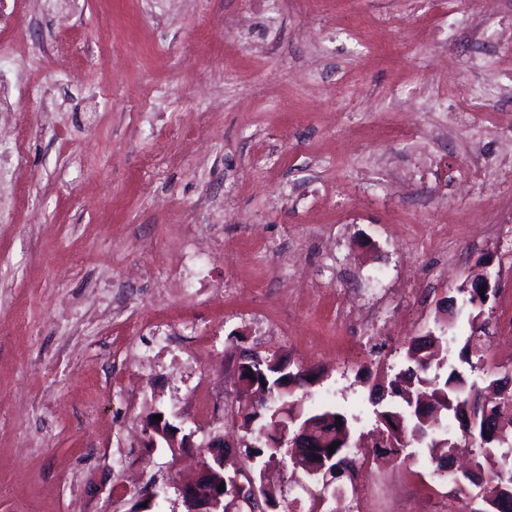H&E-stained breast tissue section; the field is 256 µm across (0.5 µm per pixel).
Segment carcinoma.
<instances>
[{"label": "carcinoma", "mask_w": 512, "mask_h": 512, "mask_svg": "<svg viewBox=\"0 0 512 512\" xmlns=\"http://www.w3.org/2000/svg\"><path fill=\"white\" fill-rule=\"evenodd\" d=\"M463 302L473 309L468 321L471 334L457 345L453 362H448V341L427 333L410 341L406 349V369L388 382L387 391L371 399L382 442L373 445L372 454L400 463L409 458L406 449L426 443L430 462L442 469L448 455L458 444L478 449L473 465L465 476H454L456 492L461 495L460 512H512V450L502 445L512 439V393L496 401L482 396V387L465 374L487 353L482 307L497 295L492 288L482 292L461 287ZM245 388L265 384L273 392L272 402L283 408V415L261 407L240 414L238 448L241 452L224 456V504L220 512H296L291 487L303 483L317 485L329 473L339 483L352 480L356 462L366 454L352 456L356 420L334 405L305 406L316 377L298 370L282 373L267 361L258 362L241 374ZM461 423L460 435L452 436L438 428H428L441 417ZM311 429L310 447L290 448L302 425ZM337 444L334 453L329 446ZM260 459L289 470L288 487L263 485L260 500H239L233 493V477L249 467L239 458Z\"/></svg>", "instance_id": "carcinoma-1"}]
</instances>
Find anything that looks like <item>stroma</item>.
<instances>
[{
  "label": "stroma",
  "mask_w": 512,
  "mask_h": 512,
  "mask_svg": "<svg viewBox=\"0 0 512 512\" xmlns=\"http://www.w3.org/2000/svg\"><path fill=\"white\" fill-rule=\"evenodd\" d=\"M254 2L78 0L59 26L17 0L27 46L0 67L43 94L6 118L53 128L24 179L0 180V512H129L145 486L156 512H186L202 448L237 437L223 403L192 408L211 384L232 393L249 351L286 354L319 378L309 406L376 437L371 391L407 341L469 336L468 309L444 306L475 274L512 286V41L484 0H454L443 41L426 0ZM474 82L468 116L421 93ZM205 195L224 210L187 297L164 281L186 240L160 200ZM157 410L192 435L180 460L141 440ZM409 453L356 488L396 479L389 512H456L451 474Z\"/></svg>",
  "instance_id": "1"
}]
</instances>
